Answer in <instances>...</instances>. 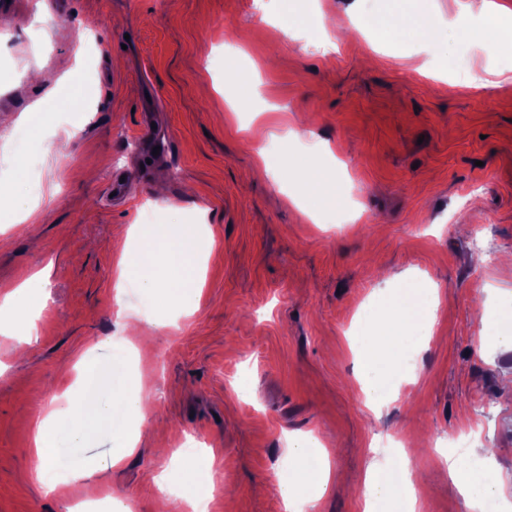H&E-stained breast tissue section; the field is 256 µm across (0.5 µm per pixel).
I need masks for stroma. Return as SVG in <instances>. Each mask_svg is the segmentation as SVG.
<instances>
[{
	"mask_svg": "<svg viewBox=\"0 0 512 512\" xmlns=\"http://www.w3.org/2000/svg\"><path fill=\"white\" fill-rule=\"evenodd\" d=\"M400 8L432 15L439 36L378 42ZM482 0H0V512H70L87 500L133 512H189L175 468L212 448L209 512H282L264 485L287 470L289 437L329 448L325 495L302 512H363L352 488L383 440L400 436L417 475L418 512H469L438 453L480 429L512 493V349L481 347L483 309L512 300V53L494 50ZM469 14L480 35L461 39ZM296 20L284 31V20ZM87 33L78 40L77 30ZM336 38L322 54L320 34ZM239 45L224 80L225 42ZM440 72L437 80L416 68ZM488 73L482 91L452 79ZM96 96L72 112V79ZM241 104L231 114L228 103ZM151 127V139L142 128ZM69 139L67 155L54 141ZM308 155L342 183L308 215V184L286 177ZM125 197L108 200L115 178ZM33 222H26V215ZM203 224L215 245L191 309L117 265L129 225ZM48 269L45 293L25 288ZM422 276L439 297L430 340L404 346L394 401L369 408L352 338L376 294ZM33 318L18 355L10 324ZM117 368L140 433L122 468L104 433L80 458L99 481L48 495L33 446L76 365ZM170 470L168 495L156 476Z\"/></svg>",
	"mask_w": 512,
	"mask_h": 512,
	"instance_id": "35a3bbf8",
	"label": "stroma"
}]
</instances>
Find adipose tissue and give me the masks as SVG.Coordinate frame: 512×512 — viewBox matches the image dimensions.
Instances as JSON below:
<instances>
[{
  "label": "adipose tissue",
  "instance_id": "ef3b65f1",
  "mask_svg": "<svg viewBox=\"0 0 512 512\" xmlns=\"http://www.w3.org/2000/svg\"><path fill=\"white\" fill-rule=\"evenodd\" d=\"M129 233L140 239L141 247L137 254L124 255L122 268L156 288L160 306L200 288L198 235L194 228L161 229L135 224ZM438 304V299L429 297L427 289L413 280L399 293L378 300L377 313L369 315L361 336L355 340L359 362L376 378L373 399L386 394L393 361L403 346L417 338H428L430 318ZM104 399L110 402L106 413L99 408ZM140 405V400L129 399L116 374L85 370L77 392L52 399L50 410L37 427L36 453L45 465H55L64 440L90 441L106 428L120 440L111 458L112 464H120L136 447L135 441L126 438L125 426L129 409ZM288 458L291 473L288 478L277 479L272 491L284 512H295L298 501L311 500L326 492L331 475L330 456L327 449L296 443L289 446ZM179 468L183 477L182 499L189 507L212 499L211 465L200 464L194 450L189 449L183 453ZM448 475L473 512H494L501 487L488 479L484 466L469 459H456L449 463ZM359 495L364 501V512H387L395 503L402 505V512L418 509V491L412 475L396 463L372 461Z\"/></svg>",
  "mask_w": 512,
  "mask_h": 512
}]
</instances>
